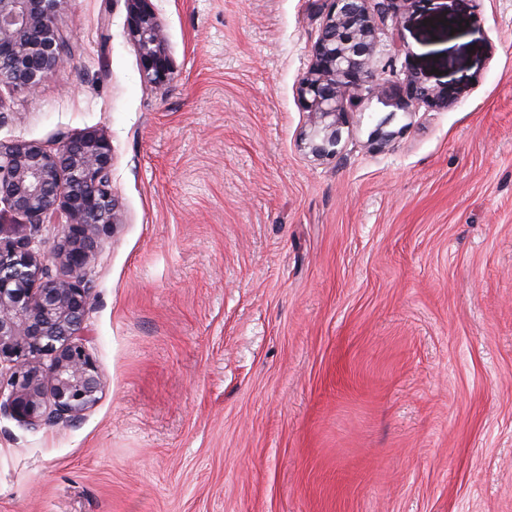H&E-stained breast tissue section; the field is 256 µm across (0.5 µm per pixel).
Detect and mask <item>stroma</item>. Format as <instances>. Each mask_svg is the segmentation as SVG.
<instances>
[{
	"label": "stroma",
	"instance_id": "1",
	"mask_svg": "<svg viewBox=\"0 0 512 512\" xmlns=\"http://www.w3.org/2000/svg\"><path fill=\"white\" fill-rule=\"evenodd\" d=\"M63 0L73 58L0 89V142L112 143L90 262L104 382L75 423L0 420V512H512V0H416L379 34L443 110L348 109L301 145L320 0ZM127 29L138 47L148 87L164 93L172 73L165 26L152 9L151 0H126Z\"/></svg>",
	"mask_w": 512,
	"mask_h": 512
}]
</instances>
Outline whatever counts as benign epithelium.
I'll list each match as a JSON object with an SVG mask.
<instances>
[{
    "label": "benign epithelium",
    "mask_w": 512,
    "mask_h": 512,
    "mask_svg": "<svg viewBox=\"0 0 512 512\" xmlns=\"http://www.w3.org/2000/svg\"><path fill=\"white\" fill-rule=\"evenodd\" d=\"M64 0H0V87L30 91L67 58L56 16ZM127 29L148 87L163 93L172 70L165 26L151 0H126ZM327 4L299 95L311 123L304 149L336 157L347 105L377 99L401 111L445 109L446 85L417 73L376 79L379 24H398L416 0H323ZM69 221L53 242L0 236V417L29 428L73 423L99 401L103 379L82 336L90 309L89 266L97 233L121 223L112 193V144L96 131L62 134L51 151L34 142L0 144V212L33 226L55 211ZM52 256L62 272L51 274Z\"/></svg>",
    "instance_id": "obj_1"
}]
</instances>
